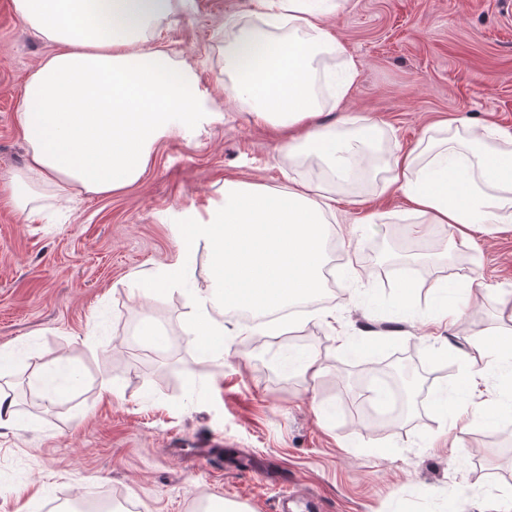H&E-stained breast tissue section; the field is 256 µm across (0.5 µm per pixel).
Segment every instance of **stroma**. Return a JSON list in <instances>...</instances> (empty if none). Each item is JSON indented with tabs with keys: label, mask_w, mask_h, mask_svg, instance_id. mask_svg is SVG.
<instances>
[{
	"label": "stroma",
	"mask_w": 512,
	"mask_h": 512,
	"mask_svg": "<svg viewBox=\"0 0 512 512\" xmlns=\"http://www.w3.org/2000/svg\"><path fill=\"white\" fill-rule=\"evenodd\" d=\"M335 3L324 23L345 53L327 64L352 60L359 79L343 102L324 93L317 123L350 136L377 126L381 165L364 188L281 157L278 132L231 101L224 45L259 20L258 0H191L160 42L195 71L221 119L161 137L132 185L70 209L45 201L31 221L10 205L6 177L26 160L17 124L25 81L53 48L0 0V352L12 362L0 376L29 388L39 407L23 429H0V512H61L101 492L135 512H201L225 500L277 512L286 489L309 499L290 512H448L455 495L462 512L512 502V416L476 420L461 435L452 427L467 355L512 323L480 299L441 332L426 318L441 281L477 274L512 298V223L479 226L466 245L445 224L421 236L419 217L384 186L392 155L415 148L426 129L442 137L512 128V0ZM228 180L273 191L306 183L336 197L339 262L315 311L286 322L282 335L242 332L230 308L223 357H204L187 322L190 286L152 300L139 290L145 274L173 261L177 226L205 216ZM319 310L335 313V327L318 321ZM147 319L167 347L140 336ZM301 350L319 357L320 378L300 374ZM400 354L423 390L408 415L387 418L379 366ZM61 364L80 371L79 389L33 386ZM453 439L464 463L448 460ZM203 445L219 448L224 464L197 469ZM248 453L268 459L275 481L229 466Z\"/></svg>",
	"instance_id": "1"
}]
</instances>
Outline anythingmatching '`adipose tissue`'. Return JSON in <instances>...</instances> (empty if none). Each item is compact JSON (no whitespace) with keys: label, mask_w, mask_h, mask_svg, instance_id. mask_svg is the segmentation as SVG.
<instances>
[{"label":"adipose tissue","mask_w":512,"mask_h":512,"mask_svg":"<svg viewBox=\"0 0 512 512\" xmlns=\"http://www.w3.org/2000/svg\"><path fill=\"white\" fill-rule=\"evenodd\" d=\"M15 12L41 40L54 44L28 75L17 114L28 148L24 169L7 179L9 201L33 216L43 195L67 206L81 195H104L135 183L153 145L166 132L191 134L214 110L196 94L193 70L156 45L163 23L187 0H12ZM260 24L235 32L224 47V75L233 99L256 119L286 135L280 155L319 161L337 181L373 168V126L356 136L320 128L314 91L322 55L340 50L311 0H263ZM503 150L474 153L451 141L427 140V157H393L389 184L429 224L457 228L461 240L480 224L512 223V133L497 132ZM334 197L298 184L271 192L240 181L224 184V202L205 219L179 225L177 253L160 278L146 283L148 299L190 276L189 256L206 250L205 283L195 284L190 324L196 340L223 353L225 309L262 314L245 331L276 335L270 310L316 295Z\"/></svg>","instance_id":"ef3b65f1"}]
</instances>
